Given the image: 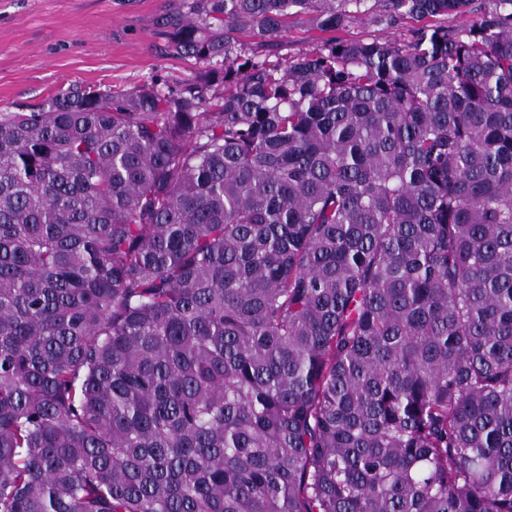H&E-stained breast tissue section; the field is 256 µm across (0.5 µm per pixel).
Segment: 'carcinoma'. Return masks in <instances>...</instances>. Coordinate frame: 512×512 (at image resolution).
I'll return each instance as SVG.
<instances>
[{"label":"carcinoma","instance_id":"cac0c4a2","mask_svg":"<svg viewBox=\"0 0 512 512\" xmlns=\"http://www.w3.org/2000/svg\"><path fill=\"white\" fill-rule=\"evenodd\" d=\"M365 2L184 0L219 67L0 113V512H512V0L240 40ZM377 10L359 14L358 20L335 33H322L309 23L292 19L288 23V31L277 39V46L262 52L260 58L271 64L283 63L284 59L318 51L324 47L326 39L333 36L344 40L387 38L408 43L413 38V31L421 25L410 18L398 20L393 24L377 22Z\"/></svg>","mask_w":512,"mask_h":512}]
</instances>
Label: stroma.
I'll return each mask as SVG.
<instances>
[{"label": "stroma", "mask_w": 512, "mask_h": 512, "mask_svg": "<svg viewBox=\"0 0 512 512\" xmlns=\"http://www.w3.org/2000/svg\"><path fill=\"white\" fill-rule=\"evenodd\" d=\"M182 0H0V113L27 112L71 88L177 90L204 63L169 55L158 31ZM417 21L360 15L338 38L410 42ZM327 36L294 20L263 60L280 63L322 48Z\"/></svg>", "instance_id": "1"}]
</instances>
